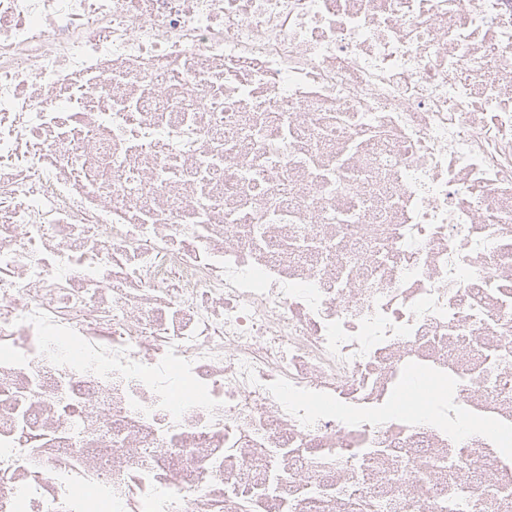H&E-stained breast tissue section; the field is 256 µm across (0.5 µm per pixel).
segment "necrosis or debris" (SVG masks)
<instances>
[{"label": "necrosis or debris", "instance_id": "1", "mask_svg": "<svg viewBox=\"0 0 512 512\" xmlns=\"http://www.w3.org/2000/svg\"><path fill=\"white\" fill-rule=\"evenodd\" d=\"M504 350L512 0H0V512H82L50 432L110 512H512ZM46 454L47 458L58 462L59 466L78 469L84 460L98 459L109 456L112 463V454L117 452L115 448H38ZM275 473H276L275 471H272V473L270 474V476L268 478V481H269V479H270V481L266 486H265L266 482H264V484H263L264 486L261 487L260 495L257 498H255L253 496H245L242 493L236 494V495H238L235 497V500H234V507L237 509L236 511L237 512H258L257 510L259 509V503H261L263 500H268L270 497H273L278 490V486L273 489L275 483L278 480V477ZM262 496H265V497L262 498Z\"/></svg>", "mask_w": 512, "mask_h": 512}]
</instances>
